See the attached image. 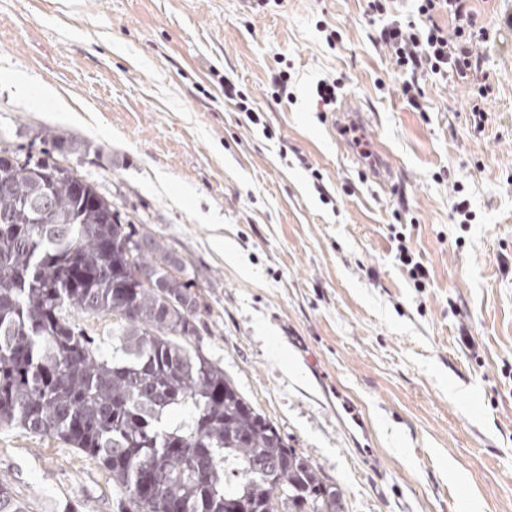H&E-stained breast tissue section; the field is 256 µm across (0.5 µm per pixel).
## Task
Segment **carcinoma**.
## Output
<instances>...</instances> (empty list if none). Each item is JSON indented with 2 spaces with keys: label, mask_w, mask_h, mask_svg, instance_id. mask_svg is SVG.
<instances>
[{
  "label": "carcinoma",
  "mask_w": 512,
  "mask_h": 512,
  "mask_svg": "<svg viewBox=\"0 0 512 512\" xmlns=\"http://www.w3.org/2000/svg\"><path fill=\"white\" fill-rule=\"evenodd\" d=\"M0 149V429L99 464L133 512H345L343 494L201 353L183 261L66 166ZM112 317V352L72 312ZM0 512H27L0 482Z\"/></svg>",
  "instance_id": "carcinoma-1"
}]
</instances>
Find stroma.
I'll use <instances>...</instances> for the list:
<instances>
[{"label": "stroma", "instance_id": "obj_1", "mask_svg": "<svg viewBox=\"0 0 512 512\" xmlns=\"http://www.w3.org/2000/svg\"><path fill=\"white\" fill-rule=\"evenodd\" d=\"M470 6L488 96L422 75L417 111L367 0H0V78L68 106L0 81V148L39 153L44 127L89 148L77 173L183 260L202 352L346 512H512V0ZM337 78L393 191L330 131ZM0 479L29 512H127L97 464L22 429L0 430Z\"/></svg>", "mask_w": 512, "mask_h": 512}]
</instances>
